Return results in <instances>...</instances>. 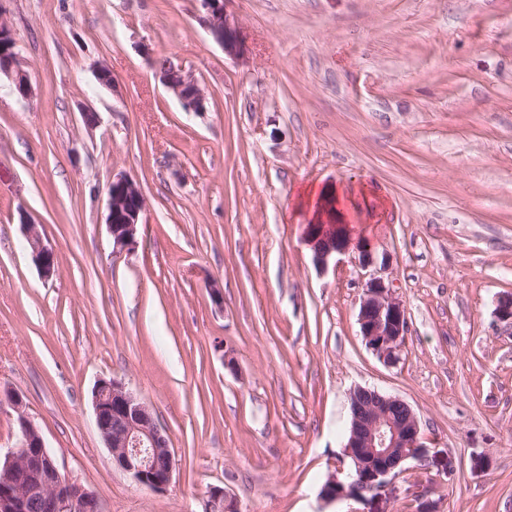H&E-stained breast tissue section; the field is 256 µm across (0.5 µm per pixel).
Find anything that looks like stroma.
I'll use <instances>...</instances> for the list:
<instances>
[{"label":"stroma","instance_id":"1","mask_svg":"<svg viewBox=\"0 0 512 512\" xmlns=\"http://www.w3.org/2000/svg\"><path fill=\"white\" fill-rule=\"evenodd\" d=\"M227 10L235 57L199 0H0L33 86L0 76V395L22 396L105 512H203L214 487L240 512H346L320 490L359 387L406 401L428 449L389 512H417L428 483L435 512H512V325L495 314L512 293V0ZM163 61L197 81L202 111ZM120 176L145 210L116 255ZM25 220L57 255L51 279ZM314 224L353 225L386 259L409 323L397 362L360 335L357 251L319 269ZM110 377L170 439L165 493L98 433L91 391ZM162 82L170 89L182 102L187 110L198 111L203 109V95L197 84L181 69L175 68L171 63L166 66V69L160 70ZM172 74H179L181 80L176 81L170 78Z\"/></svg>","mask_w":512,"mask_h":512}]
</instances>
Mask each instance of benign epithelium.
<instances>
[{
    "mask_svg": "<svg viewBox=\"0 0 512 512\" xmlns=\"http://www.w3.org/2000/svg\"><path fill=\"white\" fill-rule=\"evenodd\" d=\"M201 2L214 40L225 53L240 54L235 19L226 9V0ZM0 74L12 79L20 95L30 94V79L19 57L13 56L0 66ZM161 77L186 109H203L200 89L182 70L170 64ZM143 210L144 200L136 183L123 176L112 180L106 215L112 252L119 253L133 245ZM22 227L43 277H52L56 268L54 252L42 244L34 225L24 223ZM350 244L351 238L340 227L318 231L312 236L314 260L325 266L333 255L348 250ZM358 324L367 347L379 358L387 362L397 359L408 331L406 309L380 276L374 275L365 283ZM6 398L16 413L20 445L0 459V512H103L98 496L57 465L40 431L24 412L21 395L8 393ZM92 407L98 433L113 461L138 484L158 494L166 492L175 462L169 438L149 407L114 378L98 380L92 390ZM350 413L345 456L354 461L355 470L341 480L338 474L343 469L334 467L321 489V497L328 502L367 505V512H388L384 507L387 491L407 471L404 464L427 460L419 421L402 399L367 388H357L350 394ZM160 456L166 461L161 470L155 466ZM208 501L222 505L225 512H238L234 498L222 487L211 488Z\"/></svg>",
    "mask_w": 512,
    "mask_h": 512,
    "instance_id": "7a95c632",
    "label": "benign epithelium"
}]
</instances>
